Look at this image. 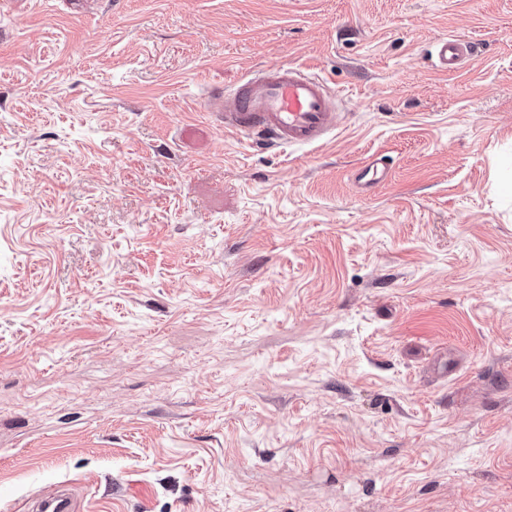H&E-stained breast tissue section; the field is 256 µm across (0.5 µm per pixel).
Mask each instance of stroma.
Here are the masks:
<instances>
[{
	"instance_id": "35a3bbf8",
	"label": "stroma",
	"mask_w": 512,
	"mask_h": 512,
	"mask_svg": "<svg viewBox=\"0 0 512 512\" xmlns=\"http://www.w3.org/2000/svg\"><path fill=\"white\" fill-rule=\"evenodd\" d=\"M511 157L512 0H0V512H512ZM475 45L472 41L457 36H445L436 39L429 50V56L434 59V67L444 74L460 71L467 59L473 57ZM219 98L224 130L256 145L319 146L335 131L337 97L321 76L300 66H267ZM389 176V162L384 156H373L355 173L354 180L361 186H370L385 181ZM38 512H76V499L68 485L44 495L38 503Z\"/></svg>"
}]
</instances>
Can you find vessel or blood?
<instances>
[{
  "label": "vessel or blood",
  "instance_id": "vessel-or-blood-1",
  "mask_svg": "<svg viewBox=\"0 0 512 512\" xmlns=\"http://www.w3.org/2000/svg\"><path fill=\"white\" fill-rule=\"evenodd\" d=\"M472 41L457 36L436 39L429 56L437 71L453 74L473 57ZM225 131L256 145L319 146L336 127L337 101L318 74L291 64L270 65L255 71L231 93L222 94ZM389 162L375 156L362 165L354 180L362 186L385 181ZM38 512H76L69 486L44 495Z\"/></svg>",
  "mask_w": 512,
  "mask_h": 512
}]
</instances>
